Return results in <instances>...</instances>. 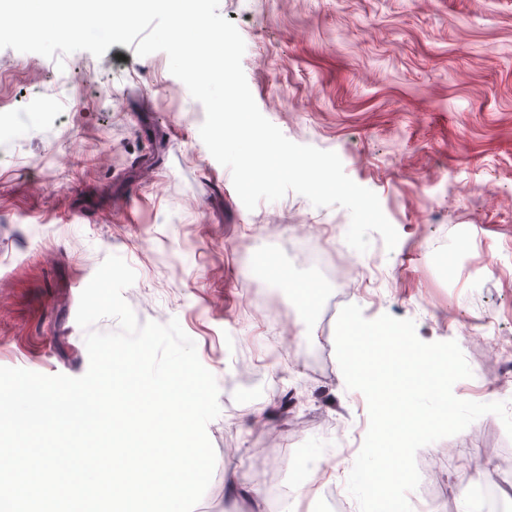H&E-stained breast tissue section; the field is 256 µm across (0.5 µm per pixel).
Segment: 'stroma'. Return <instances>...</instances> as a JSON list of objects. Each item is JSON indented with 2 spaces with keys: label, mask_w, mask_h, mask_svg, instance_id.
<instances>
[{
  "label": "stroma",
  "mask_w": 512,
  "mask_h": 512,
  "mask_svg": "<svg viewBox=\"0 0 512 512\" xmlns=\"http://www.w3.org/2000/svg\"><path fill=\"white\" fill-rule=\"evenodd\" d=\"M219 11L252 48L242 67L261 113L289 140L336 152L399 234L391 250L373 239L383 300L365 313L414 320L427 343L456 341L478 397L512 406V393L498 395L485 377L488 340L512 336V0H220ZM67 62L60 74L51 59L0 49L1 110L56 101L48 121L0 149V366L84 375L81 287L120 255L136 273L124 298L138 322L178 319L201 364L223 376L221 413L207 426L217 463L304 512L287 478L268 473L266 431L281 434L288 454L312 435L363 427L365 403L343 388L335 352L343 304L328 296L309 325L286 309L295 352L268 360L261 346L278 325L253 312L277 296L249 268L264 240L291 254V225L333 227L347 210L294 192L247 210L200 138L203 106L180 96L165 53L114 44ZM75 79L87 88L72 99ZM462 226L472 250L448 289L427 271ZM231 336L252 337L263 386L295 390L294 419L243 402ZM474 428V440L439 452L456 488L494 479L507 458L493 419ZM472 453L484 463L476 473L465 465ZM194 512L271 509L227 498L219 476Z\"/></svg>",
  "instance_id": "obj_1"
}]
</instances>
